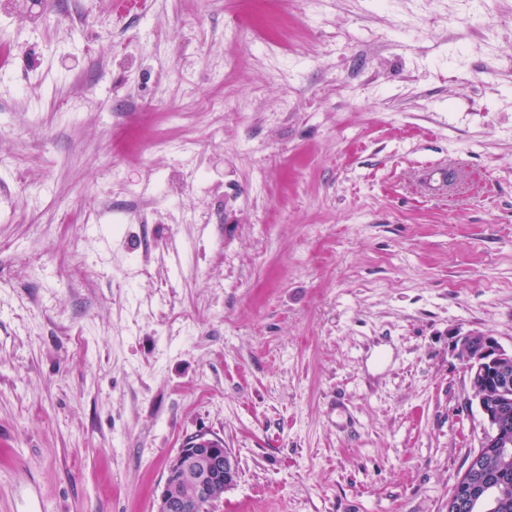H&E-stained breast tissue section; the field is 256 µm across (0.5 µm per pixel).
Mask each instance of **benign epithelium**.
I'll use <instances>...</instances> for the list:
<instances>
[{"mask_svg":"<svg viewBox=\"0 0 512 512\" xmlns=\"http://www.w3.org/2000/svg\"><path fill=\"white\" fill-rule=\"evenodd\" d=\"M454 350L469 378L485 423L480 451L471 458L448 497V512H468L487 502L496 512L507 500L508 487H491L478 479L483 457L512 458V432L504 425L503 408L512 396V349L487 333L456 337ZM239 479L237 460L224 440L199 432L169 460L155 512H205Z\"/></svg>","mask_w":512,"mask_h":512,"instance_id":"obj_1","label":"benign epithelium"}]
</instances>
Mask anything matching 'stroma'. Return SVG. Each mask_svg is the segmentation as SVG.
Returning a JSON list of instances; mask_svg holds the SVG:
<instances>
[{
  "label": "stroma",
  "instance_id": "stroma-1",
  "mask_svg": "<svg viewBox=\"0 0 512 512\" xmlns=\"http://www.w3.org/2000/svg\"><path fill=\"white\" fill-rule=\"evenodd\" d=\"M23 9L0 512H155L201 431L240 469L210 512H446L484 429L454 340L512 348V0Z\"/></svg>",
  "mask_w": 512,
  "mask_h": 512
}]
</instances>
